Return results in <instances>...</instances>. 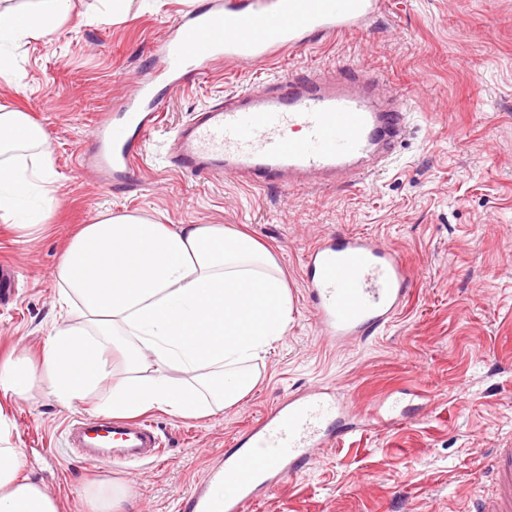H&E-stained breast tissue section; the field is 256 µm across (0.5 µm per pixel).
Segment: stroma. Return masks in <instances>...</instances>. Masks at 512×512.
Here are the masks:
<instances>
[{
	"instance_id": "obj_1",
	"label": "stroma",
	"mask_w": 512,
	"mask_h": 512,
	"mask_svg": "<svg viewBox=\"0 0 512 512\" xmlns=\"http://www.w3.org/2000/svg\"><path fill=\"white\" fill-rule=\"evenodd\" d=\"M202 0H135L121 22L78 0L52 33L1 49L14 57L0 104L45 132L56 173L41 226L0 223V360L37 356L55 327L81 326L56 303L55 269L82 225L103 213L163 224H224L250 233L277 261L292 298L281 342L260 362L244 400L205 419L148 413L165 447L134 468L88 465L65 448L68 424L97 417L102 387L64 406L40 388L0 395L24 472L60 512H87L86 492L123 488V512H182L237 434L288 394L336 386L355 409L388 397L394 424L337 438L306 472L249 512H468L490 489L491 455L512 448V0H380L363 32L254 65L219 63L202 79L161 89L159 120L140 147L128 191L78 166L100 113L116 111L159 64L167 27ZM355 66L403 93L410 132L393 161L331 188L250 189L182 174L163 157L178 127L215 97L296 72ZM364 233L395 246L413 273L409 300L367 340L338 347L315 327L303 258L320 237Z\"/></svg>"
}]
</instances>
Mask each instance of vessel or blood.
<instances>
[{
  "instance_id": "b4317fda",
  "label": "vessel or blood",
  "mask_w": 512,
  "mask_h": 512,
  "mask_svg": "<svg viewBox=\"0 0 512 512\" xmlns=\"http://www.w3.org/2000/svg\"><path fill=\"white\" fill-rule=\"evenodd\" d=\"M379 0H207L172 22L160 44L159 69L144 77L118 114L103 113L92 130L90 162L123 185L139 144L158 120L152 94L158 79L178 86L203 78L219 61L257 65L316 40L362 29ZM377 76L360 70H314L270 89H246L194 113L175 134L171 170L229 176L264 188L328 185L366 174L372 156L388 159L408 128L406 107L382 103ZM306 300L320 336L335 344L368 338L403 307L412 272L400 251L362 233L318 239L304 260ZM383 400L352 414L335 388L282 399L237 438L215 474L224 500L199 486L185 512H247L285 479L313 462V449L332 448L355 422L381 420ZM113 448H73L94 464H134L159 457L162 440L148 421L115 419ZM494 490L477 495L470 512H512V448L498 449Z\"/></svg>"
}]
</instances>
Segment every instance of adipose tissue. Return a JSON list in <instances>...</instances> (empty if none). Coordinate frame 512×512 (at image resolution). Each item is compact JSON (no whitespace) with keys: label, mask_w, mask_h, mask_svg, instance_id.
Masks as SVG:
<instances>
[{"label":"adipose tissue","mask_w":512,"mask_h":512,"mask_svg":"<svg viewBox=\"0 0 512 512\" xmlns=\"http://www.w3.org/2000/svg\"><path fill=\"white\" fill-rule=\"evenodd\" d=\"M73 0L0 6V41L52 32ZM54 181L43 130L26 112L0 105V222L18 221L29 196L51 206ZM55 275L59 307L87 328H56L39 360L0 362V393L21 397L35 380L71 404L105 382L120 350L129 380L99 407L110 417L160 410L206 418L233 407L258 384V361L285 335L291 298L271 253L224 224L173 226L134 215L83 225ZM10 417L0 411V512H59L57 500L23 473Z\"/></svg>","instance_id":"1"}]
</instances>
